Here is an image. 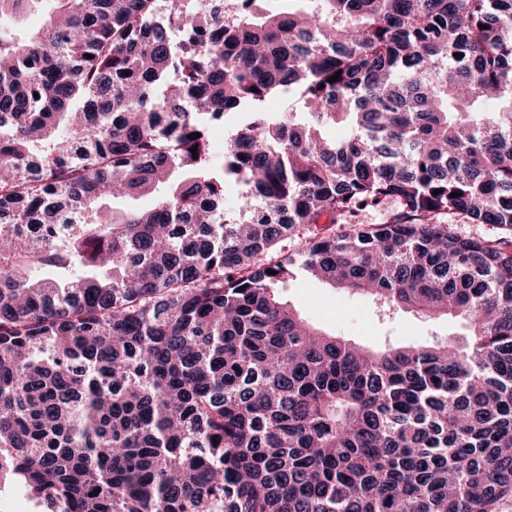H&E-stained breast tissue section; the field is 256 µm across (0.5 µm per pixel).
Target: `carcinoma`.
<instances>
[{
	"label": "carcinoma",
	"mask_w": 512,
	"mask_h": 512,
	"mask_svg": "<svg viewBox=\"0 0 512 512\" xmlns=\"http://www.w3.org/2000/svg\"><path fill=\"white\" fill-rule=\"evenodd\" d=\"M269 2L0 0V481L42 512L512 497V242L437 221L512 227V0ZM297 263L465 333L328 335L276 295ZM268 112H273L274 114H286L292 113L296 115L297 119L301 120L303 118L304 108L302 102L296 97H282V96H274L267 103ZM395 211L396 205L388 204L382 209H369L358 212L353 216H347L344 219H336V224H316V226L312 224V228L307 225L301 226L297 228V232L294 237L288 238V240L283 242L286 249L285 254L298 253L301 249L302 242L311 237L314 232H317V230L321 232L340 234L349 229L350 225L348 224H386L391 221ZM443 224H453L454 230L461 236L467 238H480L484 240L512 241V228L505 229L493 224H472L456 215H445L441 218Z\"/></svg>",
	"instance_id": "cac0c4a2"
}]
</instances>
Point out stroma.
<instances>
[{
    "label": "stroma",
    "instance_id": "35a3bbf8",
    "mask_svg": "<svg viewBox=\"0 0 512 512\" xmlns=\"http://www.w3.org/2000/svg\"><path fill=\"white\" fill-rule=\"evenodd\" d=\"M281 295L315 326L368 349L415 345L437 334L445 338L463 331L461 321L452 317L407 310L380 314L369 297L331 287L299 269Z\"/></svg>",
    "mask_w": 512,
    "mask_h": 512
}]
</instances>
